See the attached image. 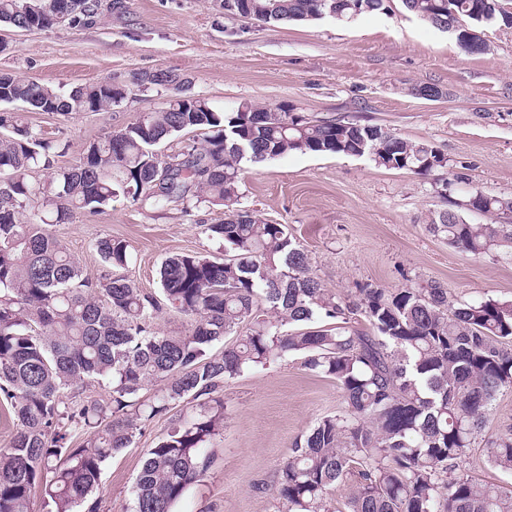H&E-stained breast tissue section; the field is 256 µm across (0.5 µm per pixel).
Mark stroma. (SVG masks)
<instances>
[{
	"label": "stroma",
	"mask_w": 512,
	"mask_h": 512,
	"mask_svg": "<svg viewBox=\"0 0 512 512\" xmlns=\"http://www.w3.org/2000/svg\"><path fill=\"white\" fill-rule=\"evenodd\" d=\"M122 20L101 16L87 27L58 25L19 31L0 25V72L67 90L112 76L170 69L189 79L193 93L221 112L240 103L285 106L313 121L360 120L431 144L447 159L430 175L386 169L369 158L292 153L245 173L243 207L287 225L325 288L354 296L369 284L389 291L438 282L454 301L512 299V257L474 256L449 246L429 226L448 201L470 224L489 215L464 209L472 189L512 197V27L483 28V54H467L454 36L390 0L386 12L344 24L331 18L266 24L225 13L217 0H127ZM433 85L442 95L416 93ZM163 95L132 91L109 112L63 116L21 102L0 103L55 147L58 165L78 163L89 142L160 105ZM466 173L450 200L443 180ZM224 206L142 210L115 203L77 214L52 233L100 276L102 238L129 245L125 269L139 288L159 294L158 269L180 253H216L203 225L224 220ZM224 428L212 441L214 462L191 486L180 512H281L270 487L294 442L318 419L345 406L334 379L304 367L301 356L274 360L221 388ZM182 402L154 419L130 448L102 469L98 512H130L131 490L149 448L172 419L188 417Z\"/></svg>",
	"instance_id": "obj_1"
}]
</instances>
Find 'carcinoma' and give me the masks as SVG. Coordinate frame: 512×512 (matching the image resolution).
Returning <instances> with one entry per match:
<instances>
[{
	"label": "carcinoma",
	"instance_id": "carcinoma-1",
	"mask_svg": "<svg viewBox=\"0 0 512 512\" xmlns=\"http://www.w3.org/2000/svg\"><path fill=\"white\" fill-rule=\"evenodd\" d=\"M224 11L263 23H290L332 14L385 10L386 0H221ZM431 24L464 23L454 33L467 54L488 45L481 28L512 25L504 0H401ZM70 26L116 20L125 0H83ZM0 23L29 31L56 26L51 0H0ZM170 70L144 72L142 92H169L126 127L89 143L78 164L53 166L38 134L0 113V400L15 427L0 451V512H30L40 489L51 512H96L89 496L102 465L171 406L207 397L190 419L173 424L151 448L132 487L130 512H174L212 465L209 445L223 429L224 383L290 355L336 380L345 409L317 420L293 444L274 484L287 512H330L336 486L352 482L347 512H512V488L481 482L460 469L485 430L500 392L512 391V300L487 297L453 303L437 282L388 291L370 284L346 301L324 288L286 225L239 206L245 165L290 153L368 157L376 165L427 175L447 165L437 150L380 125L312 122L283 107L240 104L219 112L208 99L166 84ZM129 93L105 78L68 92L0 74V101L23 102L61 115L108 112ZM171 154L156 147L183 132ZM43 172L45 178L33 179ZM119 199L138 208L205 204L226 207L224 222L204 232L224 258H166L161 292L187 328L156 331L159 302L126 275L93 280L49 231L78 210L99 212ZM496 218L469 224L452 210L429 231L473 255H512V198L474 191L464 206ZM97 249L109 268L128 265L129 244L105 238ZM363 311L373 333L348 325ZM245 334L226 345L224 338ZM85 381L112 389L110 406L66 402ZM156 387L149 401L138 400ZM91 430L78 448L71 428ZM493 468L512 473V434L485 439Z\"/></svg>",
	"mask_w": 512,
	"mask_h": 512
}]
</instances>
